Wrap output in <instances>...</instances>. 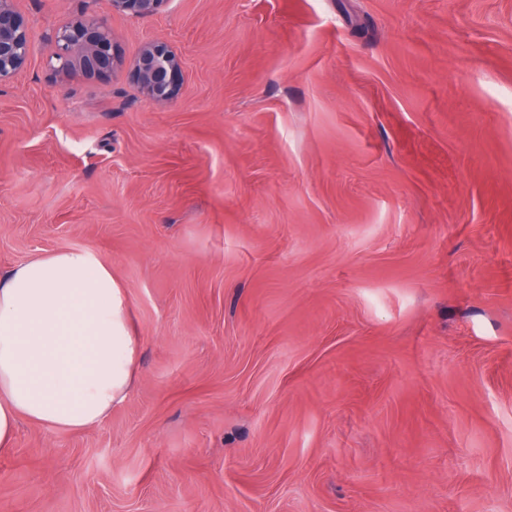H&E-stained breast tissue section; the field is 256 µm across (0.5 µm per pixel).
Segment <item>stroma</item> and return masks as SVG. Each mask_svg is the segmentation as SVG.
<instances>
[{"label":"stroma","mask_w":512,"mask_h":512,"mask_svg":"<svg viewBox=\"0 0 512 512\" xmlns=\"http://www.w3.org/2000/svg\"><path fill=\"white\" fill-rule=\"evenodd\" d=\"M0 277L87 248L136 385L21 421L0 512H512V0H16ZM106 17L179 95L50 65ZM166 0H106L111 12L147 18L158 12ZM127 67L131 80L149 101L168 102L179 93L183 62L165 41L153 39L145 42Z\"/></svg>","instance_id":"stroma-1"}]
</instances>
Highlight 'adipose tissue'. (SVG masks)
<instances>
[{
  "mask_svg": "<svg viewBox=\"0 0 512 512\" xmlns=\"http://www.w3.org/2000/svg\"><path fill=\"white\" fill-rule=\"evenodd\" d=\"M140 347L111 268L73 248L0 279V449L21 420L55 430L102 424L131 395Z\"/></svg>",
  "mask_w": 512,
  "mask_h": 512,
  "instance_id": "obj_1",
  "label": "adipose tissue"
}]
</instances>
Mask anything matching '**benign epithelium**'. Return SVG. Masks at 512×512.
<instances>
[{
  "instance_id": "7a95c632",
  "label": "benign epithelium",
  "mask_w": 512,
  "mask_h": 512,
  "mask_svg": "<svg viewBox=\"0 0 512 512\" xmlns=\"http://www.w3.org/2000/svg\"><path fill=\"white\" fill-rule=\"evenodd\" d=\"M112 12L147 18L165 0H106ZM30 29L14 0H0V85L14 79L29 59ZM54 70L63 74L96 76L122 64L112 34L102 18H76L52 35ZM131 80L150 101L164 103L179 93L183 76L181 57L165 41L149 40L128 63Z\"/></svg>"
}]
</instances>
